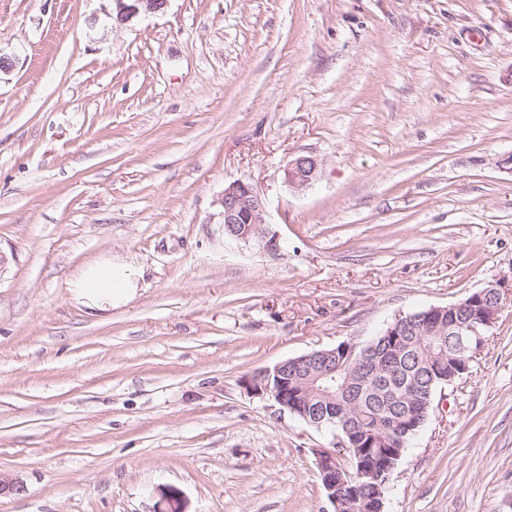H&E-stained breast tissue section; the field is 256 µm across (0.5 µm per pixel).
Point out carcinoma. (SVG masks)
I'll return each mask as SVG.
<instances>
[{"label":"carcinoma","mask_w":512,"mask_h":512,"mask_svg":"<svg viewBox=\"0 0 512 512\" xmlns=\"http://www.w3.org/2000/svg\"><path fill=\"white\" fill-rule=\"evenodd\" d=\"M417 336H402L396 348H381L377 375L357 386L358 401L348 413L345 436L351 459L361 457L377 475H390L400 463L410 440L426 421L437 389L447 384L448 358L469 359L454 338L442 336L433 343L439 369L424 363V346ZM342 471L343 496L352 501L353 512H383L386 488L369 477H357L354 468Z\"/></svg>","instance_id":"obj_1"}]
</instances>
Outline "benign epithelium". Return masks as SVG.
Wrapping results in <instances>:
<instances>
[{
  "label": "benign epithelium",
  "mask_w": 512,
  "mask_h": 512,
  "mask_svg": "<svg viewBox=\"0 0 512 512\" xmlns=\"http://www.w3.org/2000/svg\"><path fill=\"white\" fill-rule=\"evenodd\" d=\"M169 0H112V18L124 24L139 15L165 12ZM318 160L311 155H297L288 161L285 178L294 188H306L317 178ZM224 227L238 240L261 239L265 235L266 205L254 188L238 181L224 188L222 196ZM507 293L502 284H491L468 299L446 307L429 308L430 315L422 324V335L456 338L459 347L482 348L485 336L497 322ZM337 350H314L300 358L286 360L266 369L258 377L245 379L247 391L257 397L272 398L284 412L295 413V400H309V392L298 386L297 378L288 377V366L319 355L336 358ZM317 466L324 478L325 491L334 512H342L346 499L336 493V456L327 449L316 452ZM159 512H185L180 495L173 489L160 492Z\"/></svg>",
  "instance_id": "benign-epithelium-1"
}]
</instances>
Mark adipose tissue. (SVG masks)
<instances>
[{
	"instance_id": "obj_1",
	"label": "adipose tissue",
	"mask_w": 512,
	"mask_h": 512,
	"mask_svg": "<svg viewBox=\"0 0 512 512\" xmlns=\"http://www.w3.org/2000/svg\"><path fill=\"white\" fill-rule=\"evenodd\" d=\"M70 287L87 307L106 311L129 300L136 292L137 280L129 264L104 258L84 266Z\"/></svg>"
}]
</instances>
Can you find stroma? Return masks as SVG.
I'll list each match as a JSON object with an SVG mask.
<instances>
[{"label": "stroma", "mask_w": 512, "mask_h": 512, "mask_svg": "<svg viewBox=\"0 0 512 512\" xmlns=\"http://www.w3.org/2000/svg\"><path fill=\"white\" fill-rule=\"evenodd\" d=\"M111 10L0 0V512H332L348 452L243 380L512 280V0ZM238 180L272 246L225 236ZM102 257L138 275L105 312ZM384 512H512V299ZM318 160L311 155H297L289 160L285 169V178L294 188H307L317 178ZM70 288L90 309L106 311L129 300L136 292L137 280L129 264L103 258L84 266Z\"/></svg>", "instance_id": "35a3bbf8"}]
</instances>
